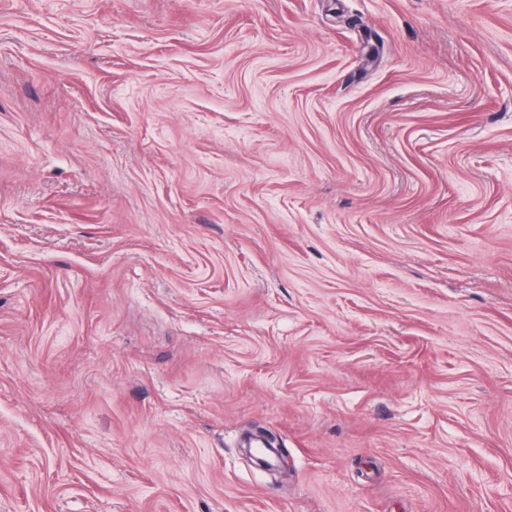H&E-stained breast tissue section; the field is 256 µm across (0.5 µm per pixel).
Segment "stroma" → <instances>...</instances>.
Instances as JSON below:
<instances>
[{
	"label": "stroma",
	"mask_w": 512,
	"mask_h": 512,
	"mask_svg": "<svg viewBox=\"0 0 512 512\" xmlns=\"http://www.w3.org/2000/svg\"><path fill=\"white\" fill-rule=\"evenodd\" d=\"M0 512H512V0H0Z\"/></svg>",
	"instance_id": "35a3bbf8"
}]
</instances>
